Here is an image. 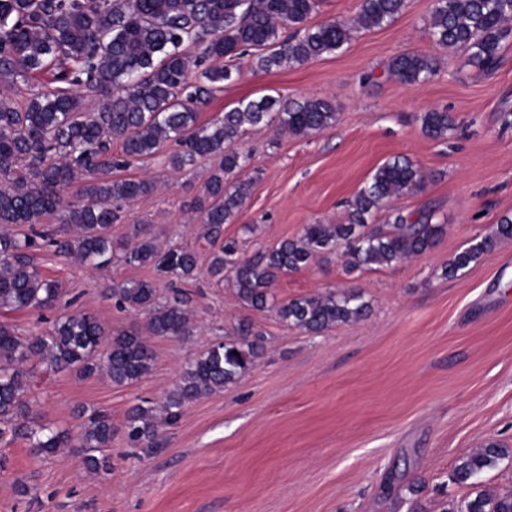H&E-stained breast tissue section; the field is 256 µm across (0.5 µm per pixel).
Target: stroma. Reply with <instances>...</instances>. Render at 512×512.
Here are the masks:
<instances>
[{"mask_svg":"<svg viewBox=\"0 0 512 512\" xmlns=\"http://www.w3.org/2000/svg\"><path fill=\"white\" fill-rule=\"evenodd\" d=\"M431 7L406 0L392 23L302 65L259 71L239 59L238 75L199 119L264 95L320 97L335 107L323 131L291 137L260 125L241 139L251 161L239 176L252 192L224 234L239 239L243 256L298 237L304 225L344 222L348 201L397 156L416 164L424 183L394 205L432 211L445 227L437 245L391 267L349 273L336 254L283 275L275 286L283 301L351 289L369 302L367 317L318 336L245 307L202 273L184 284L191 335L154 339V369L137 384L36 373L29 397L42 423L75 429L81 407L111 415L110 468L88 470L79 448L46 458L27 439L1 438L0 512H442L472 493L450 479L459 458L490 441L512 446V239L458 276L443 270L471 239L512 217V42L495 70H481L467 52L433 44ZM405 51L436 55L439 70L418 86L390 78L389 62ZM432 109L452 117L447 139L424 135L419 117ZM209 169L205 159L175 172L159 155L113 170L158 184L113 225V239L141 231L163 245L187 242L207 268L209 246L188 204ZM32 255L62 297L53 312L0 309V323L22 337L48 334L60 311L115 327L133 321L112 292L118 281L147 279L160 299L173 294L150 267L116 261L96 269L48 247ZM242 320L266 336L257 364L189 404L161 429L157 447H130L122 427L131 409L162 401L187 362L231 338ZM22 485L29 494L19 493Z\"/></svg>","mask_w":512,"mask_h":512,"instance_id":"35a3bbf8","label":"stroma"}]
</instances>
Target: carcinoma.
<instances>
[{"label": "carcinoma", "mask_w": 512, "mask_h": 512, "mask_svg": "<svg viewBox=\"0 0 512 512\" xmlns=\"http://www.w3.org/2000/svg\"><path fill=\"white\" fill-rule=\"evenodd\" d=\"M321 0H0V83L18 99L0 100V226L26 224L32 234L0 232V308L54 307L58 284L44 278L31 262L37 239L55 251L77 256L95 268L112 263L116 253L128 266L152 267L178 281L198 275L197 252L188 243L163 248L140 232L129 245L112 241V224L131 201L153 192L146 179H112V169L152 159L175 144L168 156L177 171L196 159L213 157L217 166L202 192L190 202L213 247L207 274L230 285L240 302L272 310L289 326L310 334L357 321L369 303L354 291L330 292L280 301L272 291L280 276L300 272L319 256L343 251L346 270L397 265L436 245L443 225L432 213L414 218L392 208L387 228L370 220L391 199L421 186L422 171L404 157L378 166L348 203L343 224H307L252 257L240 255L239 243L224 238L250 197L252 182L233 180L248 157L236 143L260 124L305 136L336 121L332 104L322 98L284 100L262 96L242 100L221 117L201 123L198 109L207 105L245 56L264 71L302 65L349 43L361 30L394 21L405 0H360L349 20L311 24ZM429 35L442 48L463 49L473 65L494 68L500 46L512 36V0H433ZM49 71L54 87L24 96L20 85ZM390 75L405 85L426 82L436 72L434 57L415 52L395 56ZM105 98L87 110V97ZM453 126L448 112L421 115V128L443 139ZM121 143L112 159V141ZM47 216L58 231L36 230ZM512 239V217L500 218L494 231L456 253L445 267L455 276L503 240ZM121 305L145 317L144 327L112 328L97 317L72 311L56 317L48 336L21 339L0 324V437L9 432L30 441L46 457L70 441L66 430L38 423L28 397L33 369L70 371L81 378L106 376L116 386H131L148 375L155 355L148 336L181 337L192 332L190 298L177 290L168 301L156 298L149 280H126L113 289ZM235 340L200 352L183 369L160 407L149 401L128 415L125 433L135 447L152 448L159 424H173L187 404L224 390L246 374L266 350V338L248 323ZM80 447L94 472L110 466L112 418L82 408ZM512 461V448L489 442L466 454L453 478L476 484L488 468ZM457 512H512V492L479 490Z\"/></svg>", "instance_id": "carcinoma-1"}]
</instances>
